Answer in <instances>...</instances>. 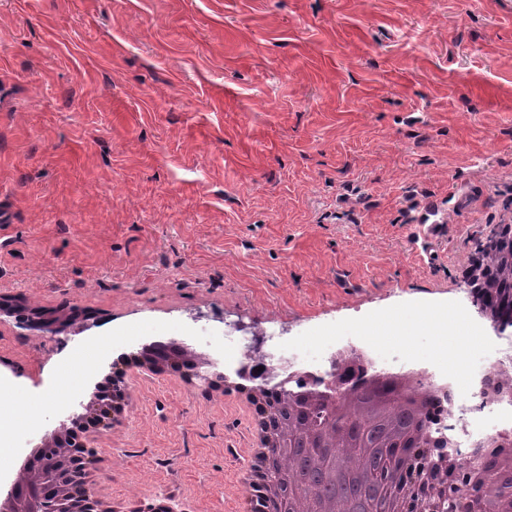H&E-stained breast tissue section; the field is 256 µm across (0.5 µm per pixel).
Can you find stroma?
<instances>
[{"label": "stroma", "mask_w": 512, "mask_h": 512, "mask_svg": "<svg viewBox=\"0 0 512 512\" xmlns=\"http://www.w3.org/2000/svg\"><path fill=\"white\" fill-rule=\"evenodd\" d=\"M447 223L407 233L423 195ZM512 209V0H0V314L13 446L58 428L148 336L321 337L425 315L493 330L460 272ZM95 491L253 512L248 415L202 380L136 379ZM37 415L30 426L28 415ZM419 209L420 215L417 224H411L413 228L411 241L416 249L420 248V254H426L428 247L441 236L446 224L442 217V208L433 198L422 199Z\"/></svg>", "instance_id": "obj_1"}]
</instances>
